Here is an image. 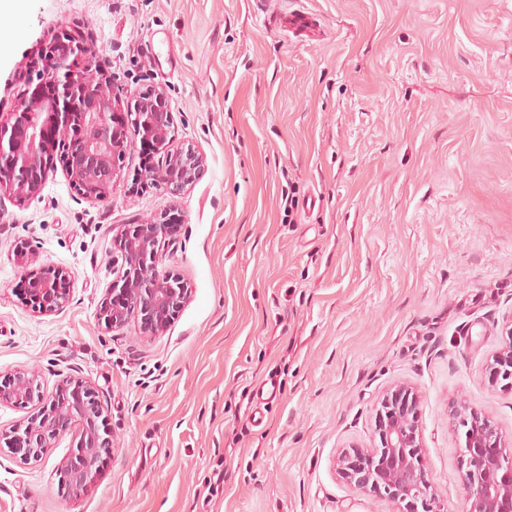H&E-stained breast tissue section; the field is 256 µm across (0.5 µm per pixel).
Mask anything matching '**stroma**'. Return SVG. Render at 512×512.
I'll return each instance as SVG.
<instances>
[{
    "label": "stroma",
    "instance_id": "obj_1",
    "mask_svg": "<svg viewBox=\"0 0 512 512\" xmlns=\"http://www.w3.org/2000/svg\"><path fill=\"white\" fill-rule=\"evenodd\" d=\"M324 36L289 38L259 0H24L0 7V112L59 26L115 86L162 85L174 144L206 157L178 198L132 192L138 147L109 205L52 168L40 193L0 196V376L89 380L112 450L71 497L58 436L33 466L0 452V512H394L337 468L376 445L387 387L421 397L428 479L461 512L465 402L512 438V390L485 366L512 316V0H280ZM293 192L286 208L282 195ZM175 206L160 274L191 296L160 335L96 319L112 237ZM27 243L68 270L62 310L17 291ZM273 388L262 419L258 388Z\"/></svg>",
    "mask_w": 512,
    "mask_h": 512
}]
</instances>
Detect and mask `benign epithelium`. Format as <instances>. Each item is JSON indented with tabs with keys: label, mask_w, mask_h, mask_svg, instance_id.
I'll use <instances>...</instances> for the list:
<instances>
[{
	"label": "benign epithelium",
	"mask_w": 512,
	"mask_h": 512,
	"mask_svg": "<svg viewBox=\"0 0 512 512\" xmlns=\"http://www.w3.org/2000/svg\"><path fill=\"white\" fill-rule=\"evenodd\" d=\"M30 68L38 80L34 90L15 110L0 113V194L19 200L36 195L57 157L79 195L108 203L123 175L130 131L159 156L136 176L134 190L155 188L177 197L204 171L205 157L198 149L173 147L165 89L156 85L129 96L119 92L97 66L94 51L69 29L63 27L57 34L49 63L33 61ZM174 229L175 218L167 208L116 231L113 259L121 262L122 273L105 289L96 309L98 323L106 330L135 320L142 333L156 336L178 317L190 291L181 281L158 272L156 250L159 239ZM17 252L28 266L22 303L38 314L63 309L73 292L70 272L36 265L24 246ZM506 335L509 343L487 366L488 383L512 390V318ZM0 405L33 406V412L12 429L0 431V441L22 466L41 463L50 454L51 440L78 427V443L59 467L73 496L88 491L101 453L112 450V438L98 432L104 408L87 381L62 374L46 392L37 372L19 370L0 381ZM419 407L420 398L408 385L383 392L374 417L379 444L343 451L337 466L350 485L394 504L397 512H447L427 476ZM451 415L454 428L464 435L461 512H512V440L489 417L464 403L454 405Z\"/></svg>",
	"instance_id": "1"
}]
</instances>
